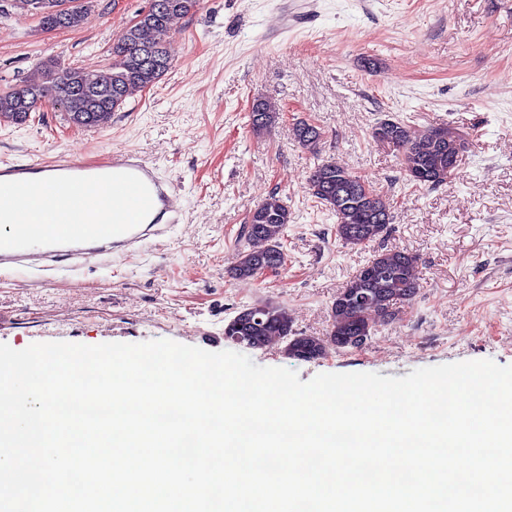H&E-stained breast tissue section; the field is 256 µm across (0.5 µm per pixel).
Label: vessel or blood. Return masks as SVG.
I'll use <instances>...</instances> for the list:
<instances>
[{"instance_id":"obj_1","label":"vessel or blood","mask_w":512,"mask_h":512,"mask_svg":"<svg viewBox=\"0 0 512 512\" xmlns=\"http://www.w3.org/2000/svg\"><path fill=\"white\" fill-rule=\"evenodd\" d=\"M51 182L58 187L92 188L111 193L114 205L122 207V224L101 223L99 211L78 225L1 224L0 270L24 267L37 271H60L100 262L115 252L138 247L145 236L163 234L175 223L172 187L154 167L128 151H116L106 161L89 164L62 160L51 165ZM34 165H0V181L16 196L34 189L28 179Z\"/></svg>"}]
</instances>
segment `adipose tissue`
I'll use <instances>...</instances> for the list:
<instances>
[{
  "mask_svg": "<svg viewBox=\"0 0 512 512\" xmlns=\"http://www.w3.org/2000/svg\"><path fill=\"white\" fill-rule=\"evenodd\" d=\"M97 208L105 215L106 223L121 222L123 216L115 212L108 194L91 196L79 188H62L54 192L35 194L19 202L16 220L39 224H77L89 208Z\"/></svg>",
  "mask_w": 512,
  "mask_h": 512,
  "instance_id": "1",
  "label": "adipose tissue"
}]
</instances>
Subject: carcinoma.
Returning <instances> with one entry per match:
<instances>
[{
    "instance_id": "1",
    "label": "carcinoma",
    "mask_w": 512,
    "mask_h": 512,
    "mask_svg": "<svg viewBox=\"0 0 512 512\" xmlns=\"http://www.w3.org/2000/svg\"><path fill=\"white\" fill-rule=\"evenodd\" d=\"M77 5L60 22L51 14L38 20L40 28L52 32L79 26L93 0H75ZM199 0H163V7L126 29L112 47L110 63L101 69L69 67L53 59L36 63L27 79L0 92V118L19 122L49 103L61 108L77 126H104L112 113L123 108L126 99L154 86L170 68L166 48L157 34L177 20L193 14ZM252 130L269 131L280 119V112L267 100H260L250 113ZM442 136L432 137L433 129L416 133L406 124L389 119L378 122L372 137H385L389 145L402 152L409 181L425 187L443 184L439 177L461 149L460 136L446 126ZM299 145L313 149L321 135L307 122L293 127ZM312 195L336 217V237L353 248L363 247L383 237L392 221L390 205L375 191L365 193L360 177L343 166L325 161L310 171ZM291 213L279 193L273 191L250 212L244 235L252 249L241 253L234 269L239 279H254L273 268L280 273L286 265L284 232ZM416 257L406 250L375 252L337 293L331 306L329 341L338 349H355L366 343L379 323L398 314L399 304L412 300L420 288ZM226 336H242V345L267 349L288 345L285 354L308 361L326 353L324 339L297 334L286 308L261 304L241 309L224 327Z\"/></svg>"
}]
</instances>
